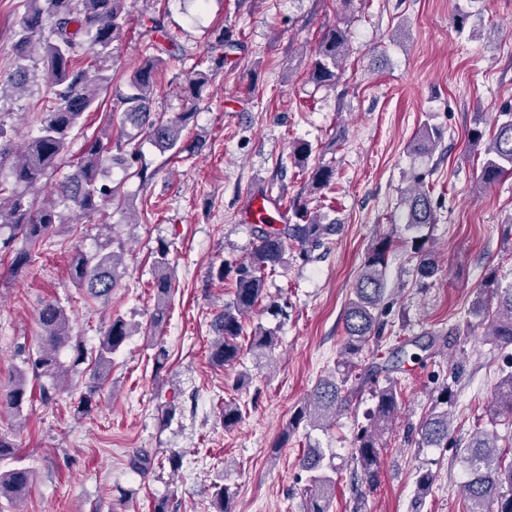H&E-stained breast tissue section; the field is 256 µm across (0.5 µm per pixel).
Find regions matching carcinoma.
<instances>
[{
	"label": "carcinoma",
	"instance_id": "1",
	"mask_svg": "<svg viewBox=\"0 0 512 512\" xmlns=\"http://www.w3.org/2000/svg\"><path fill=\"white\" fill-rule=\"evenodd\" d=\"M128 0H26V9L17 21L12 51L20 61H27L41 54L44 65L43 76L49 83L52 104L45 108L38 134L29 137L19 157H14L13 136L0 123V166L7 163L14 181V188L6 191L0 187V252L14 255L13 269L20 272L31 259L29 247L41 243L55 233L62 223L55 207L38 204L29 198V191L36 188L54 170L57 160L66 149L68 138L79 126L85 113L98 108L100 91L108 86L109 78L95 77L97 58L112 51V43L118 40L127 26L130 11ZM146 32L153 36V52L146 55L143 65L130 77L127 90L116 96L123 106L124 119L135 128L143 130L149 140L164 151L178 156L183 150L181 133L190 120V113L181 112L167 120L150 110L156 71L166 63V58L182 56L186 50L174 42V37L165 30L161 20L151 16L144 21ZM238 48V43L227 39L219 32L209 44L210 52L216 54L214 61L224 64V57ZM349 51L346 30L336 25L322 36L315 50V60L309 79L318 86L336 83L342 61ZM31 72L22 67L7 79H0V96L4 91L23 90ZM209 84V74L194 71L186 79L184 94L190 101L201 97ZM442 140V131L436 126H424L415 139L412 150L418 154L433 152ZM133 137L126 142L112 140V129L104 130L92 141L82 157L60 183L55 192L62 200L73 205L79 215L93 216L120 198L119 189L104 178L106 163L115 160L112 150H123V144L131 145L125 161L129 165L139 160V150L132 146ZM512 175V102H504L498 108L497 128L486 149L482 166V178L490 183ZM334 170L328 165L314 168L310 181L315 189L324 188L332 182ZM426 173L411 174L413 188L406 196V230L416 233L412 238L417 258L415 272L420 287L437 272V265L425 248V238L419 232L428 224L436 222V214L430 192L424 182ZM297 221L287 228L275 229L269 224L257 230V244L252 254L233 266L224 264L217 268L220 280L233 273L235 291L232 300L224 304V312L215 322L218 335L212 344L209 361L222 367L249 350L257 357H269L278 344V337L259 328L243 343L241 317L260 305L265 296V281L283 263L286 240L301 248L322 246L331 225L324 224L315 215L308 214L303 207L295 208ZM112 239L100 246L101 253L92 258L77 254L72 260L71 275L74 282L87 294L103 304L112 299V291L120 279V255L108 251ZM393 242L383 237L368 248L361 271L353 288L354 298L348 302L343 323L345 336L336 367L332 374L320 378L309 403L294 412L288 427L296 428L304 421L314 420L329 424L336 414L352 402L353 391L347 382L358 366L357 359L363 354L369 341L381 339L384 330L386 305V269ZM153 266L157 271L154 282L155 308L150 315L145 332L152 333L163 327L168 317L172 295V281L168 275L169 259L166 248L154 253ZM492 289L495 303L475 302L474 315L491 320L488 336L502 347L512 346V284L503 287L496 278L486 282ZM42 328L41 345L36 356L25 361L26 368L17 371L6 393L0 395V412L17 416L23 404L31 396V383L47 378L51 387H42L43 403L53 400L52 390L63 368L59 354L73 340L70 320L65 310L54 304H45L39 312ZM133 333V327L121 317L112 319L101 336L98 353L89 370L85 391L79 404L81 411L92 408V401L99 393L101 382L112 367V355L117 353ZM412 345L423 352L433 354L448 347V337L427 336V340H415ZM398 380L387 378V384L376 392L375 409L368 416V425L360 429L357 436L356 466L369 485L378 479L379 446L378 432L396 419ZM452 395L443 387L434 400L432 413L418 428V444L424 448H446L450 437L448 403ZM512 414V371L506 373L496 387L488 412L496 414L502 410ZM224 428L231 429L243 419V408L235 399L224 401L222 408ZM496 432L478 431L466 445L464 461L468 478L463 491L467 501L466 512H512V462H504L498 449ZM321 451L313 448L302 455L301 468L311 473V489L308 512H329L336 479L328 475ZM32 485V471L15 465L0 472V500L7 501L12 512H22L20 504L26 499ZM231 494L226 487L219 486L213 494L211 506L214 512H230Z\"/></svg>",
	"mask_w": 512,
	"mask_h": 512
}]
</instances>
